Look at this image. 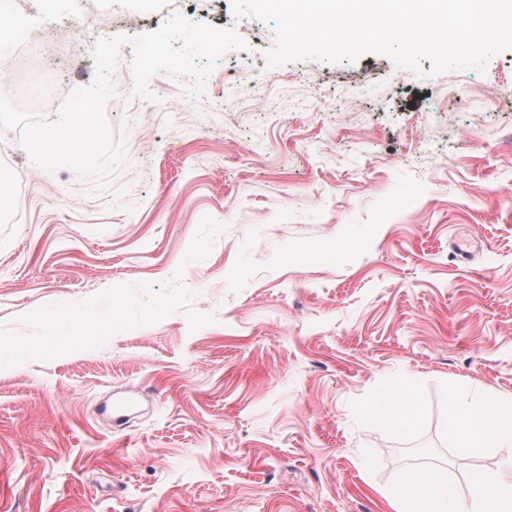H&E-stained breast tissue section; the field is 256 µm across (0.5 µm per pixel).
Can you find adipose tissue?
Instances as JSON below:
<instances>
[{"label": "adipose tissue", "instance_id": "adipose-tissue-1", "mask_svg": "<svg viewBox=\"0 0 512 512\" xmlns=\"http://www.w3.org/2000/svg\"><path fill=\"white\" fill-rule=\"evenodd\" d=\"M456 450L477 456L490 448L512 447V396L457 397L449 423ZM391 512H512V469L478 472L468 495L426 473L405 475L399 492L386 493Z\"/></svg>", "mask_w": 512, "mask_h": 512}]
</instances>
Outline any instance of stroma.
Returning a JSON list of instances; mask_svg holds the SVG:
<instances>
[{"instance_id": "1", "label": "stroma", "mask_w": 512, "mask_h": 512, "mask_svg": "<svg viewBox=\"0 0 512 512\" xmlns=\"http://www.w3.org/2000/svg\"><path fill=\"white\" fill-rule=\"evenodd\" d=\"M233 29L204 92L160 74L106 107L128 159L109 187L35 166L0 130V324L182 271L194 308L103 345L0 368V512H388L405 472L467 494L512 449L459 455L451 395H512V49L427 78L386 56L269 67L275 26L202 0H16L0 26L11 93L42 48L58 101L94 77L98 33L172 12ZM263 75L250 86L246 71ZM370 80L374 93L340 101ZM223 224L183 258L203 217ZM133 401L124 425L112 404ZM393 405L411 425L391 424Z\"/></svg>"}]
</instances>
